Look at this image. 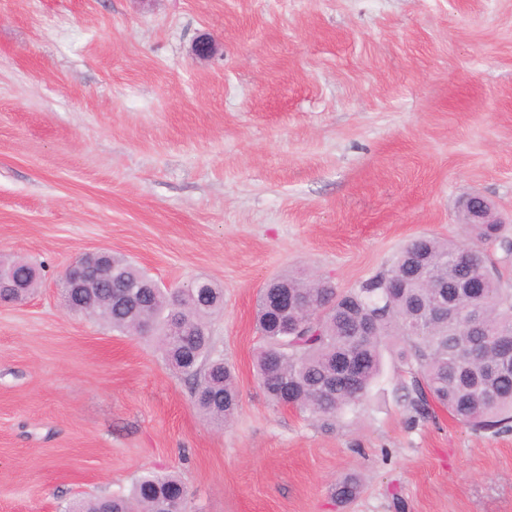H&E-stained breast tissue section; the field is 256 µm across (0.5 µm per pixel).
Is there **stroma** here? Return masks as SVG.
Listing matches in <instances>:
<instances>
[{
    "mask_svg": "<svg viewBox=\"0 0 512 512\" xmlns=\"http://www.w3.org/2000/svg\"><path fill=\"white\" fill-rule=\"evenodd\" d=\"M471 194L512 213V0H0V252L44 275L0 304V512L151 469L179 473L186 512H512V431L412 420L393 357L330 431L254 368L270 278L357 287L415 237L467 241ZM98 247L223 288L229 425L153 341L62 309Z\"/></svg>",
    "mask_w": 512,
    "mask_h": 512,
    "instance_id": "1",
    "label": "stroma"
}]
</instances>
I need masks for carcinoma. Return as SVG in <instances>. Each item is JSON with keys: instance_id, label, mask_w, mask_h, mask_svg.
<instances>
[{"instance_id": "cac0c4a2", "label": "carcinoma", "mask_w": 512, "mask_h": 512, "mask_svg": "<svg viewBox=\"0 0 512 512\" xmlns=\"http://www.w3.org/2000/svg\"><path fill=\"white\" fill-rule=\"evenodd\" d=\"M471 244L421 236L408 242L393 262L356 288L340 290L328 278L302 274L274 277L256 298L261 336L255 366L267 398L292 403L299 413L330 430L340 414L359 408L380 374L382 352L398 347L410 381L400 384L412 418L432 417L439 406L475 431L512 429V359L498 346L512 337V289L487 251L496 244L512 254L505 224L466 225ZM94 304L82 314L124 335L155 336L166 364L187 382L196 409L222 427L236 413L239 392L231 368L216 349L212 318L224 309V289L209 280L162 288L131 260L109 254ZM12 276L29 296L40 286L30 262L15 261ZM467 278L483 283L482 297L459 293ZM286 286L298 303L280 320L265 292ZM116 301L107 304L105 297ZM456 294L457 317L436 313L445 294ZM368 324L363 336L357 327ZM356 354L358 371L341 383L339 364ZM352 477L336 483V498L359 493ZM187 491L174 472L144 471L126 493L79 499L64 512H168L186 505Z\"/></svg>"}]
</instances>
